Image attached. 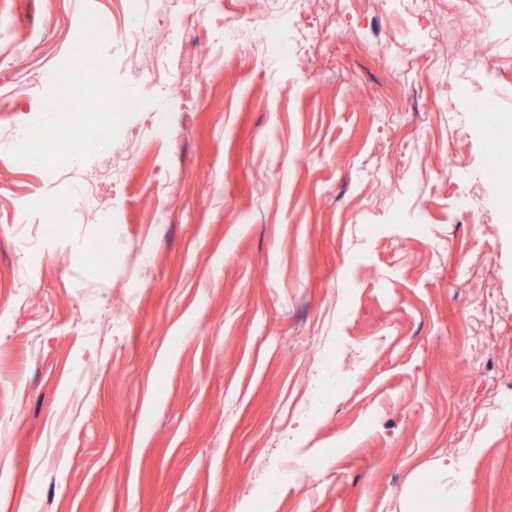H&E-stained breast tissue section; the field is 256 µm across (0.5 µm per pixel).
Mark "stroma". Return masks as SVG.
<instances>
[{
    "label": "stroma",
    "mask_w": 512,
    "mask_h": 512,
    "mask_svg": "<svg viewBox=\"0 0 512 512\" xmlns=\"http://www.w3.org/2000/svg\"><path fill=\"white\" fill-rule=\"evenodd\" d=\"M119 12L0 0L5 512H512V214L474 110L512 114V0ZM174 28L178 89H144Z\"/></svg>",
    "instance_id": "obj_1"
}]
</instances>
